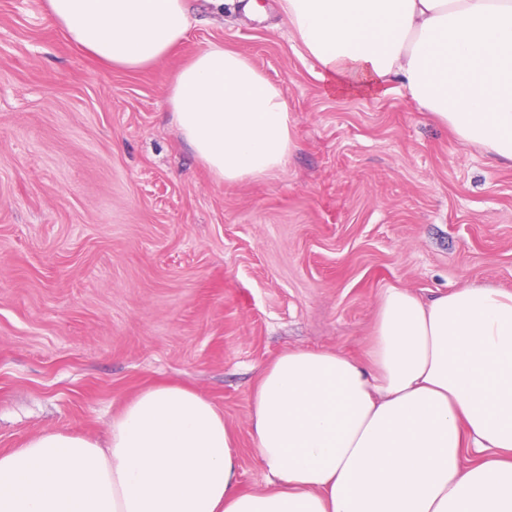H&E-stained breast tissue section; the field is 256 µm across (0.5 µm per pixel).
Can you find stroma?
<instances>
[{
	"label": "stroma",
	"mask_w": 512,
	"mask_h": 512,
	"mask_svg": "<svg viewBox=\"0 0 512 512\" xmlns=\"http://www.w3.org/2000/svg\"><path fill=\"white\" fill-rule=\"evenodd\" d=\"M193 27L137 71L0 0V452L103 435L159 381L224 412L244 490L265 487L248 392L282 352L361 357L385 289L512 291V165L454 140L391 83L330 95L277 0H188ZM220 44L280 85L298 149L219 185L172 122L174 74Z\"/></svg>",
	"instance_id": "1"
}]
</instances>
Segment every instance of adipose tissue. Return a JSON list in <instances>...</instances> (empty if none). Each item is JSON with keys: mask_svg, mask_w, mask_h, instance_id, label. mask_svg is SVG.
<instances>
[{"mask_svg": "<svg viewBox=\"0 0 512 512\" xmlns=\"http://www.w3.org/2000/svg\"><path fill=\"white\" fill-rule=\"evenodd\" d=\"M327 93L389 81L459 143L512 163V0H280ZM44 19L137 70L186 37L187 0H46ZM172 118L217 183L270 178L296 149L282 87L213 44L174 77ZM267 486L239 483L223 411L145 387L105 437L51 430L0 453V512H512V291L384 292L361 358L293 350L248 394Z\"/></svg>", "mask_w": 512, "mask_h": 512, "instance_id": "ef3b65f1", "label": "adipose tissue"}]
</instances>
